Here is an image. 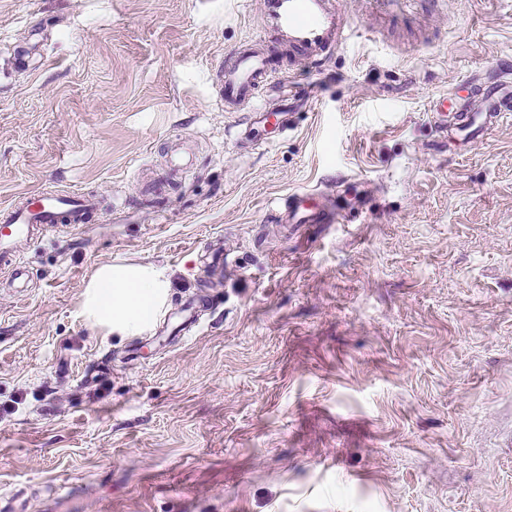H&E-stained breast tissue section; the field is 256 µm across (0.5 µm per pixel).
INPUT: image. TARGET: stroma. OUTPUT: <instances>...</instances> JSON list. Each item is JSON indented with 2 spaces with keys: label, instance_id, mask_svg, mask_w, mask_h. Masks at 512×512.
I'll return each mask as SVG.
<instances>
[{
  "label": "stroma",
  "instance_id": "obj_1",
  "mask_svg": "<svg viewBox=\"0 0 512 512\" xmlns=\"http://www.w3.org/2000/svg\"><path fill=\"white\" fill-rule=\"evenodd\" d=\"M260 7L0 0V209L105 201L0 269V512H512V120L430 110L496 79L512 0H343L323 69L227 112ZM298 189L341 223H278ZM115 260L170 276L144 335L81 315Z\"/></svg>",
  "mask_w": 512,
  "mask_h": 512
}]
</instances>
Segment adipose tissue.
Returning <instances> with one entry per match:
<instances>
[{"mask_svg": "<svg viewBox=\"0 0 512 512\" xmlns=\"http://www.w3.org/2000/svg\"><path fill=\"white\" fill-rule=\"evenodd\" d=\"M171 288L169 276L157 266L104 263L85 286L81 313L104 335L139 336L167 305Z\"/></svg>", "mask_w": 512, "mask_h": 512, "instance_id": "obj_1", "label": "adipose tissue"}]
</instances>
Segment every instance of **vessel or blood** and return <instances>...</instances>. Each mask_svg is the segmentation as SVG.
<instances>
[{"label": "vessel or blood", "instance_id": "1", "mask_svg": "<svg viewBox=\"0 0 512 512\" xmlns=\"http://www.w3.org/2000/svg\"><path fill=\"white\" fill-rule=\"evenodd\" d=\"M350 31L342 0H262L256 36L231 50L219 72V100L225 111H237L263 87L286 82L282 53H289L299 67L318 65L346 42ZM496 67L500 74L496 83H476L470 91L469 97L480 100V110L470 108L468 97L454 93L434 102L432 112L449 136L488 130L512 115V63L500 59ZM311 198L308 190L288 195L284 208L289 223H325L323 210L311 205ZM99 208V199L92 195L58 197L41 191L20 197L0 209V266L23 275L22 262L12 248L16 240L33 236L45 225L87 223Z\"/></svg>", "mask_w": 512, "mask_h": 512}]
</instances>
